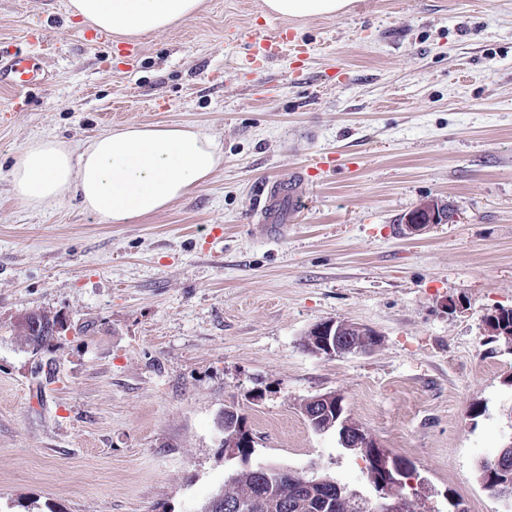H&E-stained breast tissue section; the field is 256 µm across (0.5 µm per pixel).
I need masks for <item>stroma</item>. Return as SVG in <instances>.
<instances>
[{"label":"stroma","instance_id":"stroma-1","mask_svg":"<svg viewBox=\"0 0 512 512\" xmlns=\"http://www.w3.org/2000/svg\"><path fill=\"white\" fill-rule=\"evenodd\" d=\"M68 3L0 0V41H27L48 73L0 90V512H199L243 463L224 457L227 407L252 432L249 466L374 500L362 459L302 414L329 391L412 462L422 512L451 495L512 512L478 476L512 440V351L484 326L512 307V0L302 19L204 0L130 58ZM250 27L279 32L280 52L252 61ZM126 124L194 125L224 159L132 224L13 196L29 140L78 148ZM303 171L284 236L255 234L269 183ZM431 198L454 222L406 235ZM39 311L69 328L36 350L15 324ZM326 320L379 342L311 354Z\"/></svg>","mask_w":512,"mask_h":512}]
</instances>
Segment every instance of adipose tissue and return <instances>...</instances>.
<instances>
[{
  "instance_id": "obj_1",
  "label": "adipose tissue",
  "mask_w": 512,
  "mask_h": 512,
  "mask_svg": "<svg viewBox=\"0 0 512 512\" xmlns=\"http://www.w3.org/2000/svg\"><path fill=\"white\" fill-rule=\"evenodd\" d=\"M352 0H263L284 18L336 16ZM203 0H70L73 16L119 38L161 32L198 13ZM216 138L184 125L112 129L74 150L53 137L30 140L9 171L13 193L31 207L73 195L115 224L167 208L204 185L221 163Z\"/></svg>"
}]
</instances>
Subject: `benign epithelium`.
Segmentation results:
<instances>
[{"mask_svg":"<svg viewBox=\"0 0 512 512\" xmlns=\"http://www.w3.org/2000/svg\"><path fill=\"white\" fill-rule=\"evenodd\" d=\"M452 219V211L449 206L437 199H429L422 202L417 209L408 215L405 221L406 233L420 235L425 233L435 224H446ZM500 310L485 318V326L488 335L504 336L512 335V329L497 322ZM356 328L353 323L345 321H323L314 325L311 329L310 343L316 354L326 357H335L340 354L353 351V348L345 345L344 333ZM313 413H304V416L312 420L318 431L325 432L331 429L339 430L341 444L345 448H368L369 456L376 471V492L379 503L385 512H397L399 509L398 479L401 466L394 462L393 454L382 448L371 436L360 429L353 428L350 418L344 416L343 398L335 392L319 394L309 400ZM253 445L252 435L241 439H235L232 444L224 445V458L244 459L246 448Z\"/></svg>","mask_w":512,"mask_h":512,"instance_id":"7a95c632","label":"benign epithelium"}]
</instances>
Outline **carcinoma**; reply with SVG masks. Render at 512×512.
Returning a JSON list of instances; mask_svg holds the SVG:
<instances>
[{"label": "carcinoma", "instance_id": "obj_1", "mask_svg": "<svg viewBox=\"0 0 512 512\" xmlns=\"http://www.w3.org/2000/svg\"><path fill=\"white\" fill-rule=\"evenodd\" d=\"M52 321L48 312H32L20 319L15 328L20 336H31L40 344L50 341L49 329L41 320ZM500 455L506 461L503 469L496 468V460L480 465L479 477L488 491L512 498V439L503 447ZM415 470L401 477L400 494L404 498L402 512H417V503L410 496V478ZM339 483L332 477L306 476L294 482H285L272 474L265 466L243 467L234 471L200 510V512H224V502L237 505L233 512H384L378 503H370L356 493L338 491Z\"/></svg>", "mask_w": 512, "mask_h": 512}]
</instances>
